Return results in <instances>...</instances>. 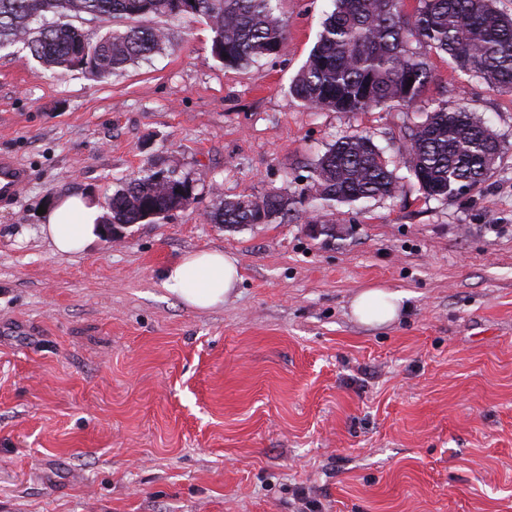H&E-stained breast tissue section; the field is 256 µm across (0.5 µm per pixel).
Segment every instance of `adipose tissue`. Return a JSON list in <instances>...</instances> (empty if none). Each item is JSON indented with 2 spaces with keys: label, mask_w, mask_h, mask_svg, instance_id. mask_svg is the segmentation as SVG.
<instances>
[{
  "label": "adipose tissue",
  "mask_w": 512,
  "mask_h": 512,
  "mask_svg": "<svg viewBox=\"0 0 512 512\" xmlns=\"http://www.w3.org/2000/svg\"><path fill=\"white\" fill-rule=\"evenodd\" d=\"M101 215V208L90 197L82 194L66 196L47 207L43 232L56 252H78L101 234ZM240 280L236 261L216 250L183 256L169 270L167 278L173 291L198 309L224 302ZM400 300L399 293L368 288L354 298L352 313L361 323L384 325L397 317Z\"/></svg>",
  "instance_id": "1"
}]
</instances>
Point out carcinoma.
I'll return each mask as SVG.
<instances>
[{
    "mask_svg": "<svg viewBox=\"0 0 512 512\" xmlns=\"http://www.w3.org/2000/svg\"><path fill=\"white\" fill-rule=\"evenodd\" d=\"M275 0H0V49H22L54 71L80 70L101 80L170 46L164 24L191 15L213 33L211 53L227 67L277 56L287 45ZM107 24L93 41L74 25ZM444 53L492 88L512 92V18L492 0H335L319 40L290 86L311 108L363 112L410 108L432 81L428 62L411 42ZM407 169L429 197L453 201L491 176L499 143L466 104L426 114L408 140ZM400 177L370 137L355 133L329 145L311 175L310 195L272 190L222 198L207 212L212 224H274L305 205L317 212L335 204L395 196ZM195 200L188 179L169 169L126 178L109 203L113 224H156Z\"/></svg>",
    "mask_w": 512,
    "mask_h": 512,
    "instance_id": "obj_1",
    "label": "carcinoma"
}]
</instances>
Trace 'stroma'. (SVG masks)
Wrapping results in <instances>:
<instances>
[{
  "mask_svg": "<svg viewBox=\"0 0 512 512\" xmlns=\"http://www.w3.org/2000/svg\"><path fill=\"white\" fill-rule=\"evenodd\" d=\"M285 50L240 68L187 16L175 49L105 81L0 50V152L30 172L0 208V512H512V94L428 53L409 110L302 106L289 86L333 0H275ZM468 101L500 143L479 191L424 195L405 168L427 112ZM363 133L395 197L339 204L321 235L210 223L218 196L309 188ZM176 170L196 199L124 242L56 253L39 206H107L121 179ZM218 250L242 281L197 309L164 285ZM403 295L392 323L351 312ZM401 300L397 292L368 288L353 299L352 313L361 323L384 325L397 317Z\"/></svg>",
  "mask_w": 512,
  "mask_h": 512,
  "instance_id": "1",
  "label": "stroma"
}]
</instances>
